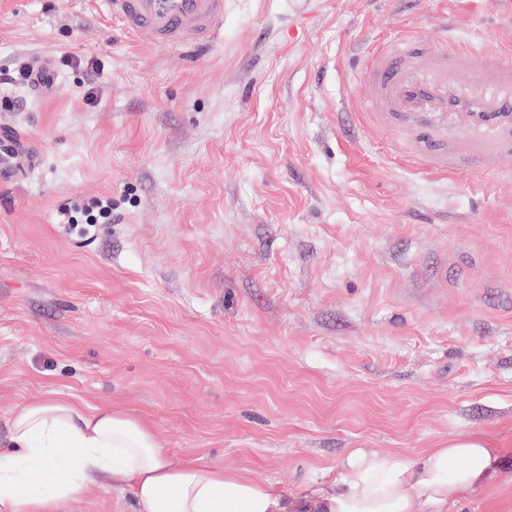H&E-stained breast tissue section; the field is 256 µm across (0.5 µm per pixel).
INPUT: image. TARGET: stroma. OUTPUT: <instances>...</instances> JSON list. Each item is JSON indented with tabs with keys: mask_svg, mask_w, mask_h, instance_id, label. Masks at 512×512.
<instances>
[{
	"mask_svg": "<svg viewBox=\"0 0 512 512\" xmlns=\"http://www.w3.org/2000/svg\"><path fill=\"white\" fill-rule=\"evenodd\" d=\"M402 31L512 51V0H224L204 49L104 0H0V73L57 72L43 95L0 84L44 146L0 187L1 449L49 392L293 495L346 449L476 434L502 480L458 512H512V164L429 177L361 114ZM94 200L108 219L69 223ZM68 512L133 504L116 485Z\"/></svg>",
	"mask_w": 512,
	"mask_h": 512,
	"instance_id": "35a3bbf8",
	"label": "stroma"
}]
</instances>
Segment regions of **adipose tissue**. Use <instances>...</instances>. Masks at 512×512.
<instances>
[{
	"label": "adipose tissue",
	"instance_id": "ef3b65f1",
	"mask_svg": "<svg viewBox=\"0 0 512 512\" xmlns=\"http://www.w3.org/2000/svg\"><path fill=\"white\" fill-rule=\"evenodd\" d=\"M11 443L0 452V512H65L114 481L126 483L135 512H455L501 476L488 442L466 434L415 453L349 449L333 489L295 497L246 468L169 454L123 411L51 394L15 412Z\"/></svg>",
	"mask_w": 512,
	"mask_h": 512
}]
</instances>
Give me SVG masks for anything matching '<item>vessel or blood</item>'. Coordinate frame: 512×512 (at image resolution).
<instances>
[{"label": "vessel or blood", "mask_w": 512, "mask_h": 512, "mask_svg": "<svg viewBox=\"0 0 512 512\" xmlns=\"http://www.w3.org/2000/svg\"><path fill=\"white\" fill-rule=\"evenodd\" d=\"M131 32L160 47L211 44L224 26V0H106ZM372 92L364 114L392 133L402 157L419 171L493 173L512 158V55L484 45L449 46L405 33L379 46L366 66ZM31 85L54 80L50 60H35ZM44 159L37 141L0 125V185L28 178Z\"/></svg>", "instance_id": "vessel-or-blood-1"}]
</instances>
